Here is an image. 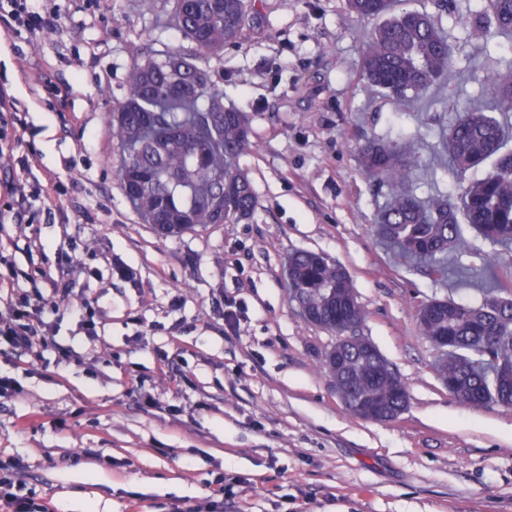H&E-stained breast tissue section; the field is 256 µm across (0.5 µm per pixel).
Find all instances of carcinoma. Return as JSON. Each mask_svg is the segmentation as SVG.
Here are the masks:
<instances>
[{
	"label": "carcinoma",
	"mask_w": 512,
	"mask_h": 512,
	"mask_svg": "<svg viewBox=\"0 0 512 512\" xmlns=\"http://www.w3.org/2000/svg\"><path fill=\"white\" fill-rule=\"evenodd\" d=\"M405 0H345L347 11L380 23L365 43L360 77L408 111L453 72L448 38L425 11L397 8ZM467 24L474 38L512 35V0H480ZM250 0H174L173 21L191 44L173 49L129 73V92L112 113V137L121 146L118 176L143 221L176 236L206 224L251 217L255 193L237 166L251 148L245 113L224 107V93L208 69L224 45L235 41L249 17ZM491 103L456 108L443 147L453 171L491 163L480 178L451 199L423 200L414 188L410 142L373 141L360 150L364 172L386 182L390 202L379 211L375 233L400 256L427 264L448 279V253L462 245L461 223L497 246L512 245V151L506 124L496 112H512V63L487 76ZM289 291L301 317L336 336L340 368L325 365L345 385L350 401L392 413L409 403L405 384L373 344L353 330L365 319L352 279L322 253L288 258ZM506 296L501 297L499 293ZM512 286L493 282L477 301L432 299L418 311L421 335L446 336L458 354H442L437 370L452 395L469 406L512 407Z\"/></svg>",
	"instance_id": "obj_1"
}]
</instances>
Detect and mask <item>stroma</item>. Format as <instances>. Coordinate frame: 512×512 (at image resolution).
<instances>
[{
  "mask_svg": "<svg viewBox=\"0 0 512 512\" xmlns=\"http://www.w3.org/2000/svg\"><path fill=\"white\" fill-rule=\"evenodd\" d=\"M437 15L455 72L436 102L404 112L359 79L371 22L345 0H252L240 39L211 61L224 104L249 118L239 159L256 193L252 217L178 237L141 222L116 174L111 113L128 74L151 54L191 45L169 24L172 0H46L49 30L29 37L0 23V84L25 126L19 177L29 190L61 181L43 201L50 220L0 226V259L80 261L72 305L89 301L97 337L59 321L40 358L0 346V458L19 460L26 487L53 512H189L213 500L218 479L240 477L224 512H512V408L451 396L437 351L417 324L432 298L462 301L473 288L405 264L372 225L390 193L362 171L369 140L415 139L419 195H455L476 171L455 173L440 133L456 103L480 98L486 59L512 60V42L470 35L478 0H409ZM72 86L63 109L32 80ZM462 233L452 262L493 263L512 278V251ZM35 241L40 250L28 253ZM328 255L351 276L368 338L407 387L396 419L352 415L323 365L336 338L305 323L289 297L288 254ZM131 268L132 280L113 275ZM241 311L236 331L224 305ZM74 352L62 358V349Z\"/></svg>",
  "mask_w": 512,
  "mask_h": 512,
  "instance_id": "35a3bbf8",
  "label": "stroma"
}]
</instances>
